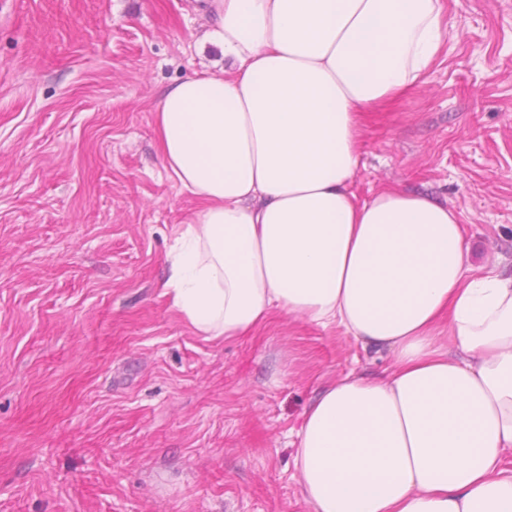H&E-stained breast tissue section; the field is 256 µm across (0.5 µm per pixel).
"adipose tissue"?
Listing matches in <instances>:
<instances>
[{"mask_svg":"<svg viewBox=\"0 0 512 512\" xmlns=\"http://www.w3.org/2000/svg\"><path fill=\"white\" fill-rule=\"evenodd\" d=\"M228 65L167 87L166 169L196 197L168 255L204 340L272 311L394 359L305 411L294 464L313 512H512V276L477 271L447 202L361 200L358 132L418 84L443 0H198Z\"/></svg>","mask_w":512,"mask_h":512,"instance_id":"1","label":"adipose tissue"}]
</instances>
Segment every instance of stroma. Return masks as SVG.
<instances>
[{
	"instance_id": "obj_1",
	"label": "stroma",
	"mask_w": 512,
	"mask_h": 512,
	"mask_svg": "<svg viewBox=\"0 0 512 512\" xmlns=\"http://www.w3.org/2000/svg\"><path fill=\"white\" fill-rule=\"evenodd\" d=\"M424 83L359 130V198L429 194L512 275V0H445ZM195 0H0V512H312L292 442L392 360L274 312L205 341L164 284L197 200L155 107L224 66Z\"/></svg>"
}]
</instances>
